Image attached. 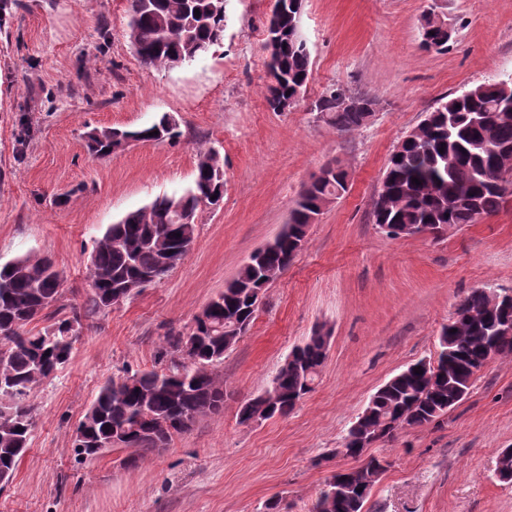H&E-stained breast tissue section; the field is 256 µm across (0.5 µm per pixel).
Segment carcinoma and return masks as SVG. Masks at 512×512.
<instances>
[{
    "instance_id": "1",
    "label": "carcinoma",
    "mask_w": 512,
    "mask_h": 512,
    "mask_svg": "<svg viewBox=\"0 0 512 512\" xmlns=\"http://www.w3.org/2000/svg\"><path fill=\"white\" fill-rule=\"evenodd\" d=\"M129 38L138 60L147 67L173 69L208 52L224 39L225 0H127ZM200 11L195 16L194 10ZM303 0H283V9L269 24L278 27L274 48L263 44L271 77L266 102L273 112L306 87L311 56L301 34ZM451 35L448 24L434 10L423 15L422 46L442 51ZM340 94L331 91L315 104L320 118L345 132L364 126L371 112L368 98L361 107L342 108ZM512 99V77L476 85L445 96L407 133L392 152L381 181L373 220L379 227L423 225L447 231L448 226L475 224L500 209L512 196V115L502 103ZM156 135H151V132ZM181 136L167 115L138 130L93 128L85 133L89 152L109 156L130 140L157 141ZM417 178L420 184L412 179ZM348 191V173L330 170L311 180L301 191L288 224L278 235L275 250L242 267L235 284L213 298L207 325L188 333L165 336L162 356L170 357L164 370L124 372L103 384L86 408L76 431L85 444L78 456L94 457L97 442L115 440L132 450V466L170 445L173 437L189 431L200 410L217 416L224 407V382L216 368L226 353L224 325H237L240 339L254 318L260 298L252 285L266 273H281L293 260L295 244L306 235L311 216L328 195ZM224 195V163L219 153L199 154L192 186L181 193L156 197L107 226L95 243L89 265L90 294L82 308L59 315L57 303L64 278L52 259L28 253L0 265V411L13 414L11 424L0 425V472L14 476L35 425L31 392L53 378L70 359L83 321L110 309L111 297L127 300L140 292L132 287L141 276L156 284L173 271L188 252L196 225L179 224L175 214L197 213L204 204L216 205ZM497 292L476 288L457 305L453 320L438 338L436 366L415 373L407 368L384 382L370 396L362 427L375 441L394 437L397 422L422 426L437 421L454 408L448 392L473 386L470 367L490 347L500 356L512 355V339L498 335L512 307L495 303ZM52 323L41 331L28 328L38 319ZM184 356L185 365L177 360ZM326 358L324 333L315 331L286 357L266 390L247 401L251 413L264 420L286 416L313 388ZM310 512H357L344 495L324 489Z\"/></svg>"
}]
</instances>
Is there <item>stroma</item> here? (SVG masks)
Listing matches in <instances>:
<instances>
[{"label": "stroma", "instance_id": "obj_1", "mask_svg": "<svg viewBox=\"0 0 512 512\" xmlns=\"http://www.w3.org/2000/svg\"><path fill=\"white\" fill-rule=\"evenodd\" d=\"M429 8L452 30L446 51L421 46ZM271 9L272 0H228L222 44L170 70L137 59L127 0H9L0 11V263L50 256L66 278L64 308L87 298L90 254L108 224L190 185L199 151L224 162V200L199 208L180 264L86 321L70 361L33 390L35 427L0 512H263L275 496L280 512H308L330 474L354 466L336 450L377 388L435 359L442 327L472 289L512 292V197L438 238H395L371 216L390 155L441 97L512 76V0H305L312 74L288 112L265 99ZM330 89L373 99L363 128L319 118L314 104ZM165 114L176 140L105 158L86 148L91 128L138 129ZM329 164L348 172V191L310 225L225 354L221 415L135 466L124 448L80 459L75 430L100 387L157 367L165 333L190 332ZM68 190L72 200L57 205ZM320 326L331 339L313 390L288 416L240 424L241 404ZM504 448L512 356L481 371L437 422L372 447L387 468L367 512H512V483L494 474Z\"/></svg>", "mask_w": 512, "mask_h": 512}]
</instances>
